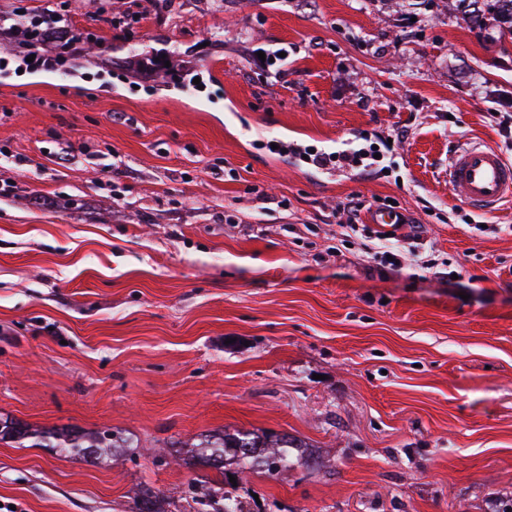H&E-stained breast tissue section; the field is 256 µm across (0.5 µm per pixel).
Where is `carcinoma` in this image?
I'll return each instance as SVG.
<instances>
[{
    "mask_svg": "<svg viewBox=\"0 0 512 512\" xmlns=\"http://www.w3.org/2000/svg\"><path fill=\"white\" fill-rule=\"evenodd\" d=\"M452 10L462 16L473 29L485 28L493 20L498 36L512 35V0H450ZM37 438V446L53 448L64 456H77L87 462L98 463L106 454L124 455L131 447V438L122 432L82 433L80 431H38L15 420L0 421V441H21ZM178 449L173 458L189 468L201 466L215 472L194 477L189 512H251L240 508L241 499L235 494L230 477L242 480V474L256 471L274 476L296 464L307 468L320 467L315 453L306 448L302 440L289 435L268 434L259 431H222L200 435L189 445L188 456H181V442L171 443ZM135 512H167L162 499L149 487L141 489L136 500Z\"/></svg>",
    "mask_w": 512,
    "mask_h": 512,
    "instance_id": "obj_1",
    "label": "carcinoma"
}]
</instances>
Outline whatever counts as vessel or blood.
Returning a JSON list of instances; mask_svg holds the SVG:
<instances>
[{
    "label": "vessel or blood",
    "mask_w": 512,
    "mask_h": 512,
    "mask_svg": "<svg viewBox=\"0 0 512 512\" xmlns=\"http://www.w3.org/2000/svg\"><path fill=\"white\" fill-rule=\"evenodd\" d=\"M448 188L474 210L491 213L512 201V163L480 142L448 156Z\"/></svg>",
    "instance_id": "vessel-or-blood-1"
}]
</instances>
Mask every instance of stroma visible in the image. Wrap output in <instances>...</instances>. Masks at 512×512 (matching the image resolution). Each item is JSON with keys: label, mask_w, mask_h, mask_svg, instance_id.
<instances>
[{"label": "stroma", "mask_w": 512, "mask_h": 512, "mask_svg": "<svg viewBox=\"0 0 512 512\" xmlns=\"http://www.w3.org/2000/svg\"><path fill=\"white\" fill-rule=\"evenodd\" d=\"M16 9L81 38L19 41ZM474 142L512 161V38L448 0H0V416L141 447L2 441L0 512L181 510L155 449L237 429L323 462L246 473L261 512H507L512 205L449 193ZM352 200L409 222L351 231ZM29 438H39L35 446L39 448H54L56 453L67 456H77L87 462L100 463L103 455L112 457L124 455L132 447L131 438L122 432L82 433L80 431H38L27 424L15 420L0 421V441L12 439L21 441Z\"/></svg>", "instance_id": "stroma-1"}]
</instances>
